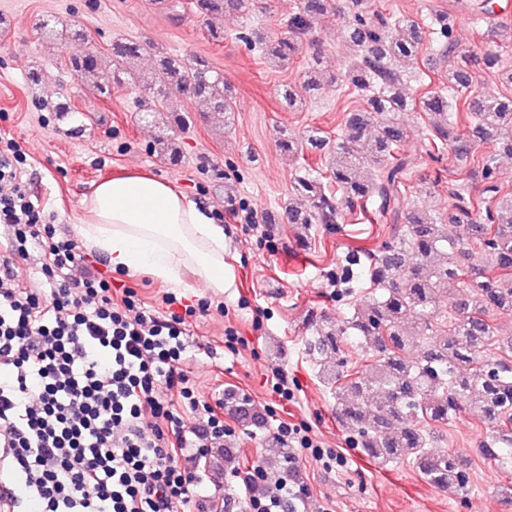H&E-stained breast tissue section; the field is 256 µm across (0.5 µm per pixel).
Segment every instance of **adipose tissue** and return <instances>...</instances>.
I'll list each match as a JSON object with an SVG mask.
<instances>
[{"mask_svg": "<svg viewBox=\"0 0 512 512\" xmlns=\"http://www.w3.org/2000/svg\"><path fill=\"white\" fill-rule=\"evenodd\" d=\"M83 242L105 255L113 272L142 268L182 285L197 276L213 294H223L224 226L172 184L144 174L107 177L85 197Z\"/></svg>", "mask_w": 512, "mask_h": 512, "instance_id": "obj_1", "label": "adipose tissue"}]
</instances>
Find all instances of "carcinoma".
<instances>
[{
	"mask_svg": "<svg viewBox=\"0 0 512 512\" xmlns=\"http://www.w3.org/2000/svg\"><path fill=\"white\" fill-rule=\"evenodd\" d=\"M257 0H150L171 16L188 10L214 40L224 32L213 19L224 13L249 17ZM483 35L495 48L512 49V23L494 19L492 0H466ZM344 22V44L350 64L344 80L366 95L368 107L347 114L335 145L326 150V173L308 171L284 213L270 212L294 228L338 224L365 202L376 204L379 218L391 225L389 242L367 266L371 291L359 296L344 317L309 320V353L321 360L320 379L336 398V417L366 456L382 465L409 461L420 478L436 489L469 490L464 457L431 452L429 429L448 425L464 411L489 425L481 437L480 456L503 472L512 471V329L491 318L512 312V192L495 180L498 159L512 157V96L472 90L475 70L492 68L498 52L467 53L454 36L450 10L430 13L428 26L437 41L435 54L446 63L442 83L455 92H434L416 100L406 92L399 58H414L422 46V26L411 17L394 16L375 7V0H299L281 33L258 37L263 56L286 68L302 50L303 38L330 19ZM43 38L69 43L66 64L89 89L112 95L123 81L154 91L156 117L166 111L172 90L206 104L213 122L223 124L233 111L224 76L202 58L158 53L148 73L133 68L150 47L139 41H112V71H102L101 56L86 51L87 37L75 28L42 23ZM320 57L311 55L303 80L284 90L288 104L315 96L324 86ZM421 109L427 115L425 137L414 139L399 122L401 112ZM470 114L462 126L458 115ZM493 150L471 165L478 146ZM448 146L461 163V178L448 186V214L429 212L406 202L411 157ZM482 186L474 200L470 185ZM417 350L410 361L405 352ZM371 360L372 372L348 367L357 353Z\"/></svg>",
	"mask_w": 512,
	"mask_h": 512,
	"instance_id": "obj_1",
	"label": "carcinoma"
}]
</instances>
